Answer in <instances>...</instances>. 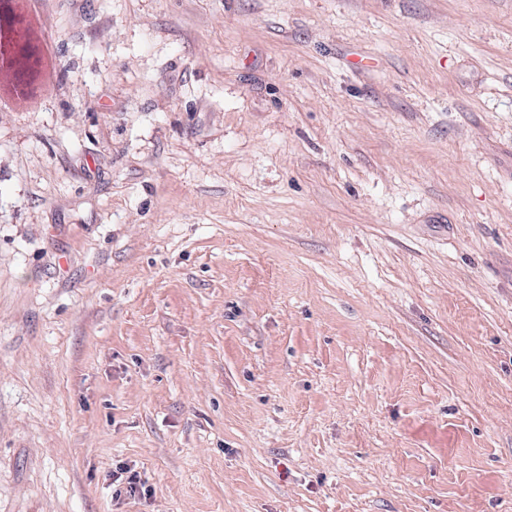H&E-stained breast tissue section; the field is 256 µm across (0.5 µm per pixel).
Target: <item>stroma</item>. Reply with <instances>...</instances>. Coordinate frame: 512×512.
<instances>
[{"label":"stroma","instance_id":"stroma-1","mask_svg":"<svg viewBox=\"0 0 512 512\" xmlns=\"http://www.w3.org/2000/svg\"><path fill=\"white\" fill-rule=\"evenodd\" d=\"M11 7L0 512H512V0Z\"/></svg>","mask_w":512,"mask_h":512}]
</instances>
